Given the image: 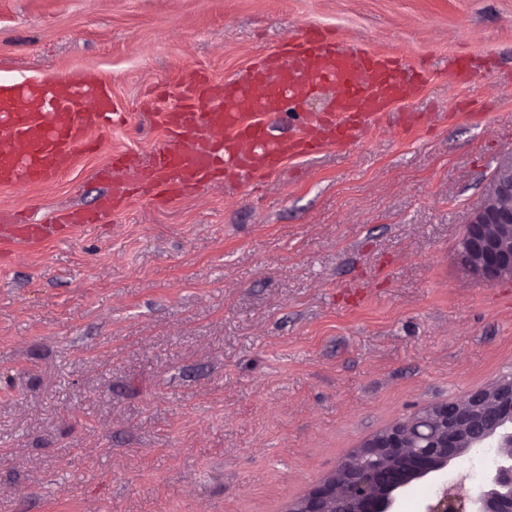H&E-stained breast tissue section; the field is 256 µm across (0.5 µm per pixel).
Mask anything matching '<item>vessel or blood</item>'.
<instances>
[{
	"instance_id": "1",
	"label": "vessel or blood",
	"mask_w": 512,
	"mask_h": 512,
	"mask_svg": "<svg viewBox=\"0 0 512 512\" xmlns=\"http://www.w3.org/2000/svg\"><path fill=\"white\" fill-rule=\"evenodd\" d=\"M420 83V70L399 57L311 28L256 57L232 78H190L179 104L161 115L167 140L160 149L146 160L128 151L113 153L111 166L102 171L112 179V192L97 208L63 209L49 224L22 223L12 209L1 208L0 243L37 244L97 223L137 188L157 191L168 201L217 179L250 186L307 150L361 143L395 106L417 96ZM325 88L335 91L326 109L306 111L305 98ZM200 97L210 101L208 111L196 109ZM270 114L295 122L297 137L271 140L265 125ZM120 121L111 93L88 71L0 84V137L24 146L0 152V185L55 180L89 147L92 132Z\"/></svg>"
}]
</instances>
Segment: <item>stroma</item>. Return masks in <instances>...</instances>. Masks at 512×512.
<instances>
[{
    "instance_id": "stroma-1",
    "label": "stroma",
    "mask_w": 512,
    "mask_h": 512,
    "mask_svg": "<svg viewBox=\"0 0 512 512\" xmlns=\"http://www.w3.org/2000/svg\"><path fill=\"white\" fill-rule=\"evenodd\" d=\"M312 26L423 64L414 128L0 253V512H284L392 423L512 376V280L456 257L512 157V0H0V83L90 68L127 118L0 206L94 207L189 76Z\"/></svg>"
}]
</instances>
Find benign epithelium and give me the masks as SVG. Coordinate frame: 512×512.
<instances>
[{
    "label": "benign epithelium",
    "instance_id": "obj_1",
    "mask_svg": "<svg viewBox=\"0 0 512 512\" xmlns=\"http://www.w3.org/2000/svg\"><path fill=\"white\" fill-rule=\"evenodd\" d=\"M465 271L485 284L512 279V157L489 179L457 248ZM480 448L497 449L491 475L465 494L461 474L444 483L423 512H512V382L437 403L424 414L394 424L363 442L355 455L379 462L361 467L350 459L288 506V512H398L404 491L421 480H441L450 465Z\"/></svg>",
    "mask_w": 512,
    "mask_h": 512
}]
</instances>
